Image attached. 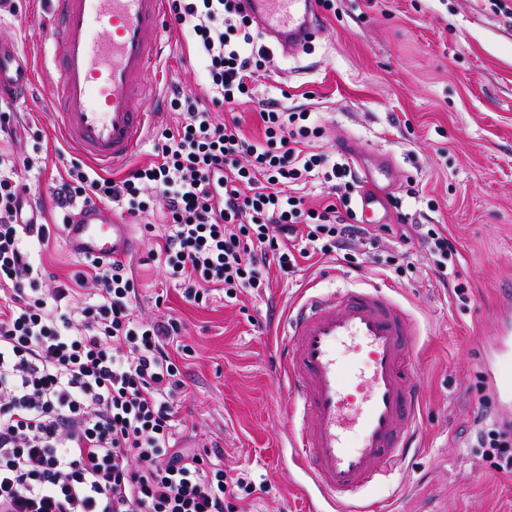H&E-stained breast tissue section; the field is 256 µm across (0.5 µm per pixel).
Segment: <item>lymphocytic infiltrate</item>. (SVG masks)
I'll return each mask as SVG.
<instances>
[{"mask_svg": "<svg viewBox=\"0 0 512 512\" xmlns=\"http://www.w3.org/2000/svg\"><path fill=\"white\" fill-rule=\"evenodd\" d=\"M169 14L205 62L208 104L172 92L175 126L149 133L157 159L123 178L73 165L54 185L56 207L124 205L160 213L149 253L187 302L211 290L235 300L262 292L270 268L294 273L317 256L357 259L355 241L380 228L357 223L346 159L318 151L325 130L309 112L278 104L258 112L261 132L219 122L212 104L242 103L268 57L243 0H168ZM30 160L0 153V512H242L254 482L227 476L220 447L192 452L175 433L182 371L167 351L179 320L136 312L140 292L124 263L91 260L73 285L50 286L25 249L45 224L17 221ZM320 188L310 206L304 191ZM399 239L427 244L439 283L456 253L441 224L401 225ZM480 400L473 451L512 475V426L485 422Z\"/></svg>", "mask_w": 512, "mask_h": 512, "instance_id": "f902f5d3", "label": "lymphocytic infiltrate"}]
</instances>
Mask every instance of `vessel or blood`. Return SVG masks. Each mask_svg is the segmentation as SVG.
Returning <instances> with one entry per match:
<instances>
[{"label":"vessel or blood","instance_id":"obj_1","mask_svg":"<svg viewBox=\"0 0 512 512\" xmlns=\"http://www.w3.org/2000/svg\"><path fill=\"white\" fill-rule=\"evenodd\" d=\"M40 18L53 70L51 107L67 144L102 170L125 164L142 144L161 98L167 0H50ZM263 35L284 53L317 38L316 0H247ZM35 86L31 57L0 39V98L26 102ZM362 172L359 223L381 224L379 180L392 160L340 141ZM64 226L71 252L122 261L137 249L130 224L100 203L75 208ZM417 328L382 287L319 289L288 310L276 340V369L294 405L290 457L303 475L294 491L303 512H375L361 492L407 456L421 408L414 351ZM486 363L497 408L512 406V290L504 289Z\"/></svg>","mask_w":512,"mask_h":512}]
</instances>
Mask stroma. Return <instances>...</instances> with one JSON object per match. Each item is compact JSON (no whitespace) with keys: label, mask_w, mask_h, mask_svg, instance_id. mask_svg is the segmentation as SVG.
<instances>
[{"label":"stroma","mask_w":512,"mask_h":512,"mask_svg":"<svg viewBox=\"0 0 512 512\" xmlns=\"http://www.w3.org/2000/svg\"><path fill=\"white\" fill-rule=\"evenodd\" d=\"M335 0L322 14L319 37L301 54L270 47L251 102L214 105L218 120L239 119L258 132V112L275 102L312 112L326 130L323 151L346 139L389 153L401 209L391 224H443L457 248L458 280L469 301L461 306L431 270L424 244L401 246L391 232L360 256L359 266L311 260L283 276L272 271L258 296L207 307L187 304L175 282L149 261L151 237L135 231L139 247L125 265L142 288L143 315H170L183 331L173 355L186 373L176 439L185 446H221L224 470L246 473L267 486L248 512H300L292 490L301 474L292 463L283 420L292 400L271 371L274 349L267 310L286 309L308 285L338 289L392 287L418 331L415 358L423 407L416 446L403 468L367 486L365 498L393 499L397 512H512V475L473 452L478 401L491 397L482 367L483 344L495 326L503 282L512 280V0ZM49 0H19L0 11V38L30 45L46 33L39 17ZM166 91L202 95L205 63L180 30L163 64ZM32 99L17 106L29 129L24 151L34 165L24 178L40 205V221L60 222L48 187L66 177L81 156L65 143L49 109L52 77L37 69ZM423 195L405 194L407 179ZM32 257L59 281L85 268L63 236L25 242ZM408 252L413 267L395 274L389 260ZM163 305H155V297ZM190 353H183V346Z\"/></svg>","instance_id":"obj_1"}]
</instances>
